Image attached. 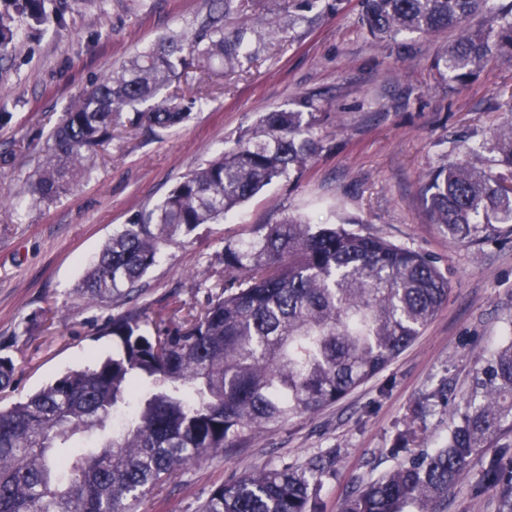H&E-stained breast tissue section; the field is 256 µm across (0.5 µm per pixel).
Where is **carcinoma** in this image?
Listing matches in <instances>:
<instances>
[{
  "label": "carcinoma",
  "mask_w": 512,
  "mask_h": 512,
  "mask_svg": "<svg viewBox=\"0 0 512 512\" xmlns=\"http://www.w3.org/2000/svg\"><path fill=\"white\" fill-rule=\"evenodd\" d=\"M0 57L15 22L43 19L41 0H7ZM360 23L378 41L402 33L442 35L488 13V26L443 44L432 67L464 83L493 56L512 59V0H362ZM244 0H216L191 34L172 33L84 93L50 135L29 185L51 200L112 141L125 112L133 126L185 122L197 99L158 94L191 70L251 62L264 38L287 37L298 21L265 32L236 20ZM316 99L260 114L234 146L190 171L155 208L104 243L78 293L90 303L129 296L167 247L235 210L265 186L304 169L322 149ZM488 163L447 159L423 184L427 210L454 239L479 224L512 223V122L482 143ZM248 243L215 262L228 279L198 311L175 308L148 321L137 309L112 318L118 352L72 370L24 401L0 408V512H130L161 494L184 467L235 447L248 432L273 430L332 404L384 370L448 298L433 261L343 224L313 226L289 214L258 224ZM404 454L391 473L360 486L340 512H439L470 458L512 448V336L484 359L448 440ZM330 460L266 468L217 486L200 512H318L315 491ZM482 486L512 512V465L493 461Z\"/></svg>",
  "instance_id": "obj_1"
}]
</instances>
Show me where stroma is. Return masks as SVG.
<instances>
[{
	"mask_svg": "<svg viewBox=\"0 0 512 512\" xmlns=\"http://www.w3.org/2000/svg\"><path fill=\"white\" fill-rule=\"evenodd\" d=\"M50 7L44 23L19 20L0 61V356L15 363L0 406L115 353L104 327L128 309L152 319L174 302L204 305L208 285L221 277L210 259L253 225L294 213L311 224H350L433 260L448 281L447 303L384 371L343 399L188 465L132 512H198L215 486L319 455L332 463L321 476L318 512H338L359 482L397 466L391 450L408 427L417 429L411 449L440 447L482 359L512 328V224H484L471 239L453 241L430 223L422 186L444 156H468L512 121V60H491L465 85L441 81L431 64L456 30L380 43L358 21L359 0H335L243 68L189 74L180 87L202 102L187 121L114 132L69 191L29 204L26 178L63 112L128 58L198 27L211 0H52ZM305 95L317 100L323 148L304 170L166 248L132 298L95 304L79 295L86 267L113 232L159 205L258 113L295 107ZM493 455L486 448L473 456L441 512H499L497 496L479 488Z\"/></svg>",
	"mask_w": 512,
	"mask_h": 512,
	"instance_id": "stroma-1",
	"label": "stroma"
}]
</instances>
